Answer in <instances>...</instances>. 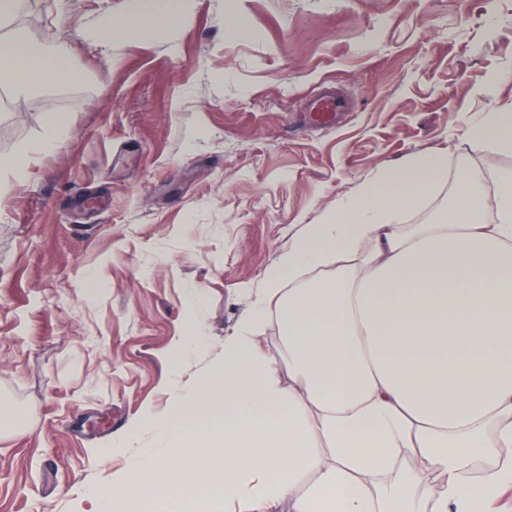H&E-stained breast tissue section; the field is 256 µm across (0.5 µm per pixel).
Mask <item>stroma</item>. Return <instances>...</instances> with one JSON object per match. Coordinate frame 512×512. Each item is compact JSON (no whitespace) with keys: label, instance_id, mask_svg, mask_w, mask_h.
Listing matches in <instances>:
<instances>
[{"label":"stroma","instance_id":"stroma-1","mask_svg":"<svg viewBox=\"0 0 512 512\" xmlns=\"http://www.w3.org/2000/svg\"><path fill=\"white\" fill-rule=\"evenodd\" d=\"M127 10L28 0L18 18L66 42L69 75L0 112V158L33 151L0 174V512H93L339 198L444 149L447 174L404 219L428 224L458 173L485 188L512 167L464 138L512 107V0H181L150 39L99 42ZM325 88L348 103L329 126L310 116ZM52 113L70 126L44 150Z\"/></svg>","mask_w":512,"mask_h":512}]
</instances>
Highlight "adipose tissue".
I'll return each mask as SVG.
<instances>
[{"label":"adipose tissue","instance_id":"1","mask_svg":"<svg viewBox=\"0 0 512 512\" xmlns=\"http://www.w3.org/2000/svg\"><path fill=\"white\" fill-rule=\"evenodd\" d=\"M25 4L0 0V89L14 94L65 59L17 25ZM179 13V0H131L97 38H146ZM465 137L512 152V113H483ZM447 167V151L415 153L307 225L223 361L174 391L154 424L163 454L97 494L101 512H499L512 489V168L488 199L460 174L450 208L403 232ZM318 267L325 278H303ZM273 313L286 385L259 347Z\"/></svg>","mask_w":512,"mask_h":512}]
</instances>
